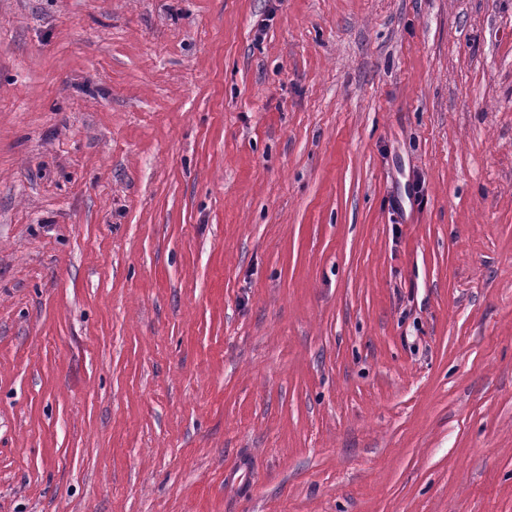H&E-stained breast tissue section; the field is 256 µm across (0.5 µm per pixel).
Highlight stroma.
I'll return each instance as SVG.
<instances>
[{"label":"stroma","instance_id":"35a3bbf8","mask_svg":"<svg viewBox=\"0 0 512 512\" xmlns=\"http://www.w3.org/2000/svg\"><path fill=\"white\" fill-rule=\"evenodd\" d=\"M0 512H512V0H0Z\"/></svg>","mask_w":512,"mask_h":512}]
</instances>
